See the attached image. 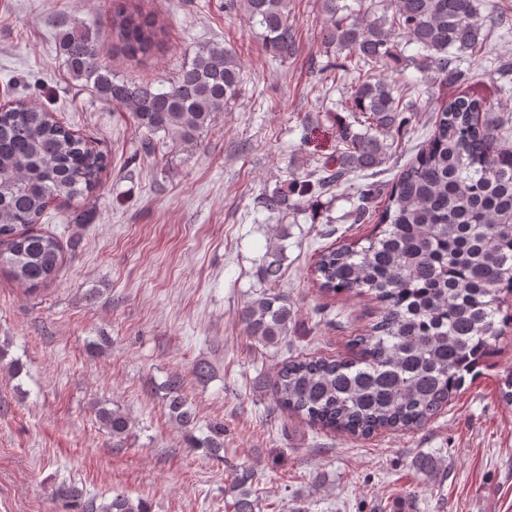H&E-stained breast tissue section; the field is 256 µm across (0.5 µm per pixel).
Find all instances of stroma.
<instances>
[{
    "instance_id": "1",
    "label": "stroma",
    "mask_w": 512,
    "mask_h": 512,
    "mask_svg": "<svg viewBox=\"0 0 512 512\" xmlns=\"http://www.w3.org/2000/svg\"><path fill=\"white\" fill-rule=\"evenodd\" d=\"M142 5L166 37L135 62L113 44L104 0H0V103L46 107L110 158L92 194L49 208L40 226L64 248L57 277L31 294L0 271V512H61L53 491L63 482L99 500H146L152 512H224V488L241 468L254 472L263 512H512V407L499 398L512 377V328L419 429L351 438L271 411L284 361L355 358L352 339L380 310L370 295H326L312 282L321 249L373 230L353 220L359 179L296 217L257 204L336 153V115L320 98L317 0H290L299 51L282 63L260 26L226 15L224 0ZM73 26L97 34L100 60L124 79L169 85L198 47L220 43L244 82L201 145L163 137L146 154L131 114L68 73L57 38ZM488 48L490 59H512V32L497 31ZM489 61H475L476 78L462 86L406 67L420 107L378 168V187L414 159L448 100L465 94L512 113V80ZM283 226L279 287L294 317L282 343L266 347L246 336L238 313L261 288L259 260ZM13 360L23 365L16 377ZM200 362L213 369L203 383L191 375ZM175 375L196 408L190 431L166 408L163 385ZM102 407L131 419L121 446L96 419ZM217 423L219 458L198 444Z\"/></svg>"
}]
</instances>
